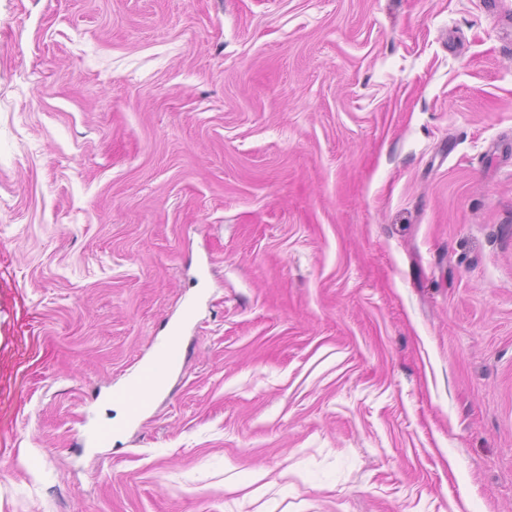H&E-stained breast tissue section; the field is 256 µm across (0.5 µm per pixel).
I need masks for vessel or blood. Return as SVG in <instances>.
<instances>
[{"instance_id": "obj_1", "label": "vessel or blood", "mask_w": 512, "mask_h": 512, "mask_svg": "<svg viewBox=\"0 0 512 512\" xmlns=\"http://www.w3.org/2000/svg\"><path fill=\"white\" fill-rule=\"evenodd\" d=\"M0 303L7 305L11 316L13 336L25 338L33 335L37 325L36 315L27 306L23 290L15 281L11 266L4 253L0 252ZM197 312L195 303H187L181 313L180 323L170 328L169 336L156 340L155 348L158 355L164 356L169 362H177L180 357L179 334L183 323L191 321ZM164 381L155 375L152 361H144L131 372L124 383L113 390L111 399L126 412L124 423L114 424L108 421L89 423L82 432L81 440L85 447L99 448L108 445L114 434L123 431L125 425L136 423L152 406L154 400L163 393Z\"/></svg>"}]
</instances>
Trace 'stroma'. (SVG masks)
Segmentation results:
<instances>
[{
  "instance_id": "obj_1",
  "label": "stroma",
  "mask_w": 512,
  "mask_h": 512,
  "mask_svg": "<svg viewBox=\"0 0 512 512\" xmlns=\"http://www.w3.org/2000/svg\"><path fill=\"white\" fill-rule=\"evenodd\" d=\"M0 247V512H512V0H0ZM0 301L2 306H8L12 335L20 340L32 336L38 323L37 316L27 306L23 289L13 278L11 265L3 252H0ZM197 312V305L188 302L181 313V320L170 327V334L162 339L155 340L154 345L159 356H165L168 360L158 358L154 363L146 360L131 372L124 383L112 391L111 400L124 408L126 418L119 424L111 421H94L89 423L82 432L81 440L87 448H99L112 442V436L136 423L152 406L154 400L165 390V378L169 362L175 363L180 357V341L182 325L191 321ZM158 376V378L155 375Z\"/></svg>"
}]
</instances>
